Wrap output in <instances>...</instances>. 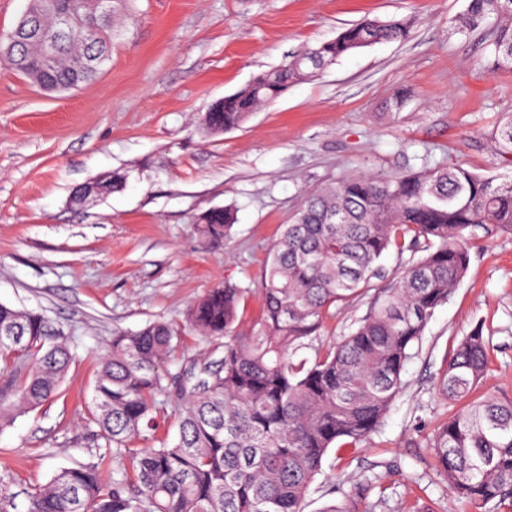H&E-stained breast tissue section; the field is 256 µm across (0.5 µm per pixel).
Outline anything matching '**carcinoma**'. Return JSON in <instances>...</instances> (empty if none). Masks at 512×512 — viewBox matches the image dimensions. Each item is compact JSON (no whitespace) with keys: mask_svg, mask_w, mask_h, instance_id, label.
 I'll list each match as a JSON object with an SVG mask.
<instances>
[{"mask_svg":"<svg viewBox=\"0 0 512 512\" xmlns=\"http://www.w3.org/2000/svg\"><path fill=\"white\" fill-rule=\"evenodd\" d=\"M72 16L60 38L54 12ZM41 17L38 36L0 41V62L37 74L59 90L92 81L109 60L112 25L85 0H28ZM493 20L496 65L512 71V0H469L457 28ZM410 23L393 16L368 20L336 38L287 56L206 113L214 134L242 125L300 80L342 56L381 41L407 37ZM87 29L96 41L84 40ZM495 154L512 155V115L491 132ZM126 174L97 180L95 196L121 189ZM234 223L228 208L204 213L200 237L224 241ZM491 225L512 234V180L475 173L461 164L436 165L402 176L351 173L307 192L292 222L268 251L259 320L234 332L248 289L226 283L186 313L206 340H224L221 358L190 367L185 376L162 369L182 343L181 330L155 321L118 333L102 357L89 420L126 456L131 471L108 481L100 465L59 470L26 494V512H302V502L333 447L349 448L381 425L402 387L401 375L435 310L464 277L474 230ZM422 252L393 285L375 288L389 250ZM369 309L350 335L294 359L336 307L356 297ZM0 426L55 397L72 361L65 342L40 313L0 303ZM488 344L475 328L438 374L442 393L457 404L437 428L432 449L438 472L455 498L477 509L512 502V400L474 397L488 371ZM177 400L175 442L158 436L167 416L157 397ZM137 439L152 440L133 448Z\"/></svg>","mask_w":512,"mask_h":512,"instance_id":"carcinoma-1","label":"carcinoma"}]
</instances>
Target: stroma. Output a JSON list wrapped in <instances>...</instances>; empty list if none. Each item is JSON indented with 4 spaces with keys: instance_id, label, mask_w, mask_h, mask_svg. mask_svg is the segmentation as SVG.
<instances>
[{
    "instance_id": "35a3bbf8",
    "label": "stroma",
    "mask_w": 512,
    "mask_h": 512,
    "mask_svg": "<svg viewBox=\"0 0 512 512\" xmlns=\"http://www.w3.org/2000/svg\"><path fill=\"white\" fill-rule=\"evenodd\" d=\"M468 0H121L112 57L97 79L48 94L0 64V303L43 313L75 359L58 397L0 430V503L23 512L27 490L63 467L108 456L88 413L115 331L181 320L230 281L250 286L236 323L261 312L268 249L306 192L349 171L400 176L465 163L512 179L490 132L512 113V71L492 54L495 28L455 29ZM392 16L406 39L383 41L297 82L240 127L204 130L210 106L287 55L346 27ZM125 186L77 206L75 187L114 171ZM232 207L223 244L197 233ZM368 298L340 307L302 349L340 341ZM488 342L483 392L512 400V234L478 233L468 270L428 322L381 428L329 451L304 501L325 512H471L453 500L430 439L454 410L437 374L472 328Z\"/></svg>"
}]
</instances>
